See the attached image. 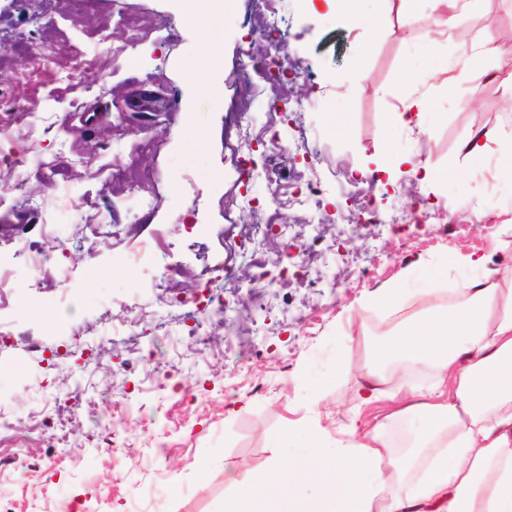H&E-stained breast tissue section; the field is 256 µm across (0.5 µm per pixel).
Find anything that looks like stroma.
<instances>
[{
	"label": "stroma",
	"instance_id": "stroma-1",
	"mask_svg": "<svg viewBox=\"0 0 512 512\" xmlns=\"http://www.w3.org/2000/svg\"><path fill=\"white\" fill-rule=\"evenodd\" d=\"M256 3L187 24L184 0H0V185L9 158H29L0 207L12 333L0 501L12 512H224L229 477L287 461L305 427L336 439L376 415L403 456L395 433L421 420L358 405L376 346L472 276L469 254L512 267L499 146L512 46L483 25L512 19V0H471L453 18L413 0L409 21L389 0L356 24L317 0H272L270 28ZM474 50L487 61L462 70ZM247 52L264 68L241 78ZM416 95L420 123H397ZM476 133L489 148L467 154ZM412 160L437 180L419 183ZM369 199L384 223L348 232ZM49 237L57 251L34 265ZM302 241L316 245L303 268ZM168 263L179 289L158 285ZM417 279L428 293L374 299ZM200 317L205 348L190 336Z\"/></svg>",
	"mask_w": 512,
	"mask_h": 512
}]
</instances>
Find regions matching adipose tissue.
Segmentation results:
<instances>
[{
    "label": "adipose tissue",
    "instance_id": "adipose-tissue-1",
    "mask_svg": "<svg viewBox=\"0 0 512 512\" xmlns=\"http://www.w3.org/2000/svg\"><path fill=\"white\" fill-rule=\"evenodd\" d=\"M467 264L479 275L457 286L461 307L427 310L377 349L380 362L432 367L433 386L410 405L379 374L359 399L420 414L413 454L392 458L378 423L330 450L314 430L304 452L271 463L264 484L238 488L225 512H269L275 499L299 512H512V289L500 287L486 256ZM405 474L409 483L397 488Z\"/></svg>",
    "mask_w": 512,
    "mask_h": 512
}]
</instances>
